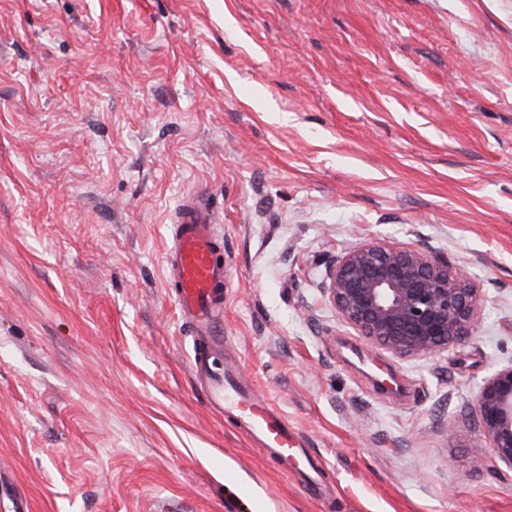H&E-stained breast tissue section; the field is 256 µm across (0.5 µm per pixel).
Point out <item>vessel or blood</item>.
Returning a JSON list of instances; mask_svg holds the SVG:
<instances>
[{
	"label": "vessel or blood",
	"mask_w": 512,
	"mask_h": 512,
	"mask_svg": "<svg viewBox=\"0 0 512 512\" xmlns=\"http://www.w3.org/2000/svg\"><path fill=\"white\" fill-rule=\"evenodd\" d=\"M172 235L165 265L167 279L177 289L179 311L194 335L217 341L222 334L219 315L224 307L226 274L219 259L224 243L215 231L212 212L199 202L183 204ZM193 367L211 406L232 411L246 432L280 459L296 462L301 470L312 468L311 457L283 414L254 395L231 371L216 370L208 356H195Z\"/></svg>",
	"instance_id": "b4317fda"
}]
</instances>
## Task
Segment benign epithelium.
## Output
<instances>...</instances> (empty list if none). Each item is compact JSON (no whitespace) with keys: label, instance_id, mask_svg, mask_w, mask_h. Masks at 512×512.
<instances>
[{"label":"benign epithelium","instance_id":"obj_1","mask_svg":"<svg viewBox=\"0 0 512 512\" xmlns=\"http://www.w3.org/2000/svg\"><path fill=\"white\" fill-rule=\"evenodd\" d=\"M322 291L345 324L402 359L441 354L469 339L481 303L480 289L442 258L380 240L339 256ZM471 411L494 456L512 469V365L484 381Z\"/></svg>","mask_w":512,"mask_h":512}]
</instances>
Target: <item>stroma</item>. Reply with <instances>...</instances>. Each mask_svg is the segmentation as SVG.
<instances>
[{
  "label": "stroma",
  "mask_w": 512,
  "mask_h": 512,
  "mask_svg": "<svg viewBox=\"0 0 512 512\" xmlns=\"http://www.w3.org/2000/svg\"><path fill=\"white\" fill-rule=\"evenodd\" d=\"M224 236V342L321 495L213 410L167 288ZM369 240L464 270L400 359L322 293ZM512 364V0H0V512H512L471 412Z\"/></svg>",
  "instance_id": "35a3bbf8"
}]
</instances>
